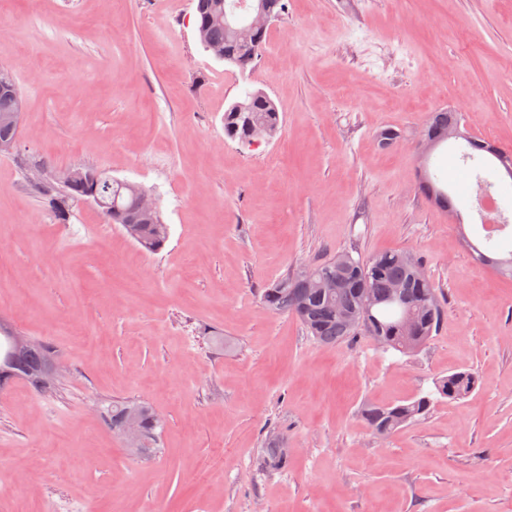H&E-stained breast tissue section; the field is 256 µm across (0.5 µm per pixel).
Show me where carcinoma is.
<instances>
[{
	"label": "carcinoma",
	"mask_w": 512,
	"mask_h": 512,
	"mask_svg": "<svg viewBox=\"0 0 512 512\" xmlns=\"http://www.w3.org/2000/svg\"><path fill=\"white\" fill-rule=\"evenodd\" d=\"M208 7L201 11L197 25L203 36L224 48L225 63L240 72L253 69L261 58L268 40L263 34L256 40L243 41L226 27L224 16L241 18L251 0H205ZM22 102L16 88H0V115L14 111ZM457 122L456 115L448 109L430 114L428 125L422 130L435 146L448 141V128ZM282 124L281 113L272 99L262 91H248L243 100L231 103L224 110V136L250 148L263 141H270ZM476 192L497 194L504 206L512 205V197L501 190L496 169L485 168L475 175ZM98 197L121 210L117 216L101 208L108 224H117L135 243L150 253L161 252L170 237L169 225L164 221L147 223L139 218L135 192L125 181L104 173L94 182ZM31 189L50 202L58 198L79 201L84 192L83 181L38 182ZM418 190L439 208L458 211L456 201L439 185L437 176L425 173ZM473 259L492 268L500 276L512 280V250L503 257H488L499 253L495 239H485L481 249L469 239H464ZM420 261L401 251L385 252L369 258L356 259L348 254H338L320 263L306 266L302 271L286 275L265 289L262 299L265 306L277 314H292L302 324L307 334L316 342L329 346L365 336L385 350L409 354L425 345L433 336L442 317L438 290L425 271L416 265ZM341 274L339 288H322L321 282ZM59 356L53 347L39 342L31 347L17 345L14 333L7 331L0 317V392L16 379L24 380L32 389L41 392L56 389L58 382H50L47 375L51 360ZM476 385L474 373L463 370L453 372L436 383V393L450 401L470 394ZM434 399L429 395L391 404L366 402L360 416L367 428L380 439L386 440L401 427L425 417ZM100 415L105 425L114 433H121L127 422L134 418L142 432V440L135 449L155 448L164 427V421L155 409L141 400H114L101 407ZM268 469L280 471L288 468V454L279 441L271 442L264 451Z\"/></svg>",
	"instance_id": "obj_1"
}]
</instances>
